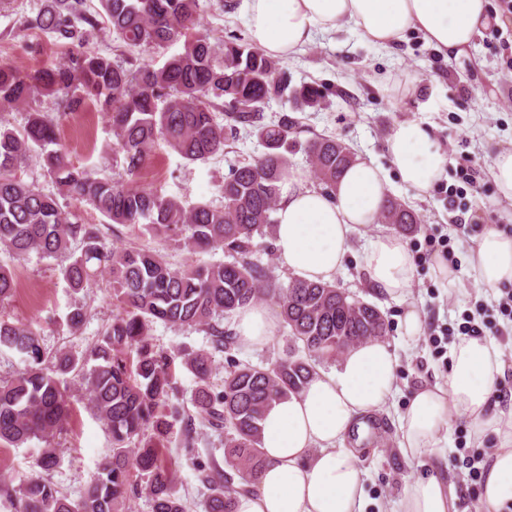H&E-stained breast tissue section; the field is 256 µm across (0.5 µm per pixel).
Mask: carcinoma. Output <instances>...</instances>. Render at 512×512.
<instances>
[{
  "mask_svg": "<svg viewBox=\"0 0 512 512\" xmlns=\"http://www.w3.org/2000/svg\"><path fill=\"white\" fill-rule=\"evenodd\" d=\"M27 27L71 45L82 44L91 31L108 32L126 47L152 50L164 60L119 61L71 49L53 67L30 74L0 65V250L16 260L32 253L65 256L60 273L67 287L79 292L105 278L113 305L112 322L81 355L46 348L32 322L0 318V352L22 363L0 377V448L41 444L40 472L20 480L0 477V512H133L141 495L151 501L152 512H187L177 490L179 467L165 455L174 437L207 491L204 512H235L236 495L251 490L264 465L267 408L300 393L316 374V363L364 342H383L389 328L375 305L336 284L295 277L284 284L255 259L263 247L255 238L276 223L297 134L288 113L267 121L264 112L288 95L296 111L316 108L322 91L313 84L290 87L279 60L253 45L212 38L200 27V0H44ZM177 42L181 50L167 54ZM42 98L53 109L33 108ZM90 105L112 123L113 144L123 158L124 177L117 180L75 166L58 138V119ZM21 110L28 112L24 125L5 119ZM242 129L259 140L263 152L231 167L219 205H187L126 181L161 142L188 163L207 162L223 155ZM32 151L41 155L57 192L20 177ZM304 151L327 194L354 159L331 137L309 140ZM61 198L89 204L109 223L156 238L159 245L114 247L100 225L78 222ZM378 222L402 232L421 228L418 216L391 195ZM172 242L190 254L181 267L167 259L165 247ZM200 250H221L232 261H199L194 254ZM15 290L11 270L0 265V303ZM261 301L279 309L287 346L275 360L253 365L232 354L237 341L224 330V318ZM86 319V310L75 306L66 324L76 333ZM158 321L204 332L208 348H161L152 336ZM216 352L226 354L219 386L212 381ZM178 364L193 377L188 403L177 386ZM70 373L80 380L78 395L67 384ZM76 398L103 424L112 448L72 499L52 473L63 462L62 438ZM207 430L224 433L222 465L195 453Z\"/></svg>",
  "mask_w": 512,
  "mask_h": 512,
  "instance_id": "obj_1",
  "label": "carcinoma"
}]
</instances>
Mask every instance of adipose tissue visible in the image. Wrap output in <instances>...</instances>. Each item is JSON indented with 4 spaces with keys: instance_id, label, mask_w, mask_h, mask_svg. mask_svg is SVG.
I'll use <instances>...</instances> for the list:
<instances>
[{
    "instance_id": "adipose-tissue-1",
    "label": "adipose tissue",
    "mask_w": 512,
    "mask_h": 512,
    "mask_svg": "<svg viewBox=\"0 0 512 512\" xmlns=\"http://www.w3.org/2000/svg\"><path fill=\"white\" fill-rule=\"evenodd\" d=\"M250 36L275 59L297 54L314 36L353 24L365 39L390 49L406 32L448 57L461 55L489 20V0H244ZM390 162L409 187L429 191L443 174L447 156L424 124H398L387 141ZM382 170L355 158L326 194L294 171L283 186L276 213L275 245L295 277L333 281L354 232L372 228L386 203ZM371 288L405 302L414 278V257L399 236L371 240L363 258ZM487 288L512 286V234L485 229L469 259ZM277 316L266 304L236 317L238 343L268 344ZM398 357L390 345L365 343L348 351L337 369L318 373L299 394L274 402L262 422L265 466L253 492L238 495L235 512H363V472L344 440L366 435V415L382 409L396 383ZM504 373L499 345L462 338L450 349L447 386L425 387L400 417L401 454L412 460L435 456L452 418L470 419L476 437L494 434L498 446L480 499L491 512L512 504V406L491 410V396ZM452 488L440 475L404 482L400 512H451Z\"/></svg>"
}]
</instances>
